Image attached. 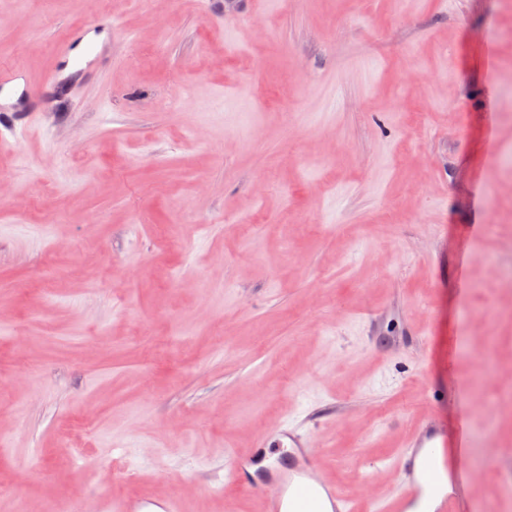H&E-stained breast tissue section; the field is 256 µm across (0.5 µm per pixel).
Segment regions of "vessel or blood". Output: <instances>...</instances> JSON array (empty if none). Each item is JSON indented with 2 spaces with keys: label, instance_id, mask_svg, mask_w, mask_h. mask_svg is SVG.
Segmentation results:
<instances>
[{
  "label": "vessel or blood",
  "instance_id": "obj_1",
  "mask_svg": "<svg viewBox=\"0 0 512 512\" xmlns=\"http://www.w3.org/2000/svg\"><path fill=\"white\" fill-rule=\"evenodd\" d=\"M62 83L59 69L50 70L40 82H33L15 66L0 67V94L17 95L30 102L31 111H41L49 100L48 90ZM277 450L259 444L246 455H234L229 475L242 487L263 491L262 512H355V501L334 483L325 480L308 438L285 428L278 434ZM446 443L431 429L418 431L401 451L398 464L408 485L407 492L392 494L372 503L370 512H464L457 480H445ZM104 512H179L173 500L137 499L120 503L103 502Z\"/></svg>",
  "mask_w": 512,
  "mask_h": 512
}]
</instances>
